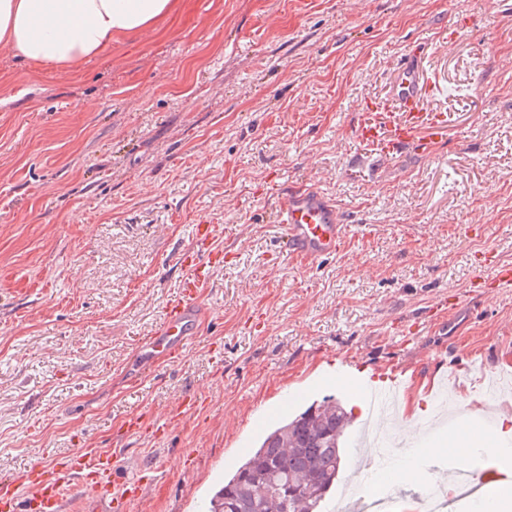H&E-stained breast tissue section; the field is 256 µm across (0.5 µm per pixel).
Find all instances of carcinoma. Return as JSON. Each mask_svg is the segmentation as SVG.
<instances>
[{
  "instance_id": "cac0c4a2",
  "label": "carcinoma",
  "mask_w": 512,
  "mask_h": 512,
  "mask_svg": "<svg viewBox=\"0 0 512 512\" xmlns=\"http://www.w3.org/2000/svg\"><path fill=\"white\" fill-rule=\"evenodd\" d=\"M312 404L261 441L213 493L209 512H321L336 484L352 413Z\"/></svg>"
}]
</instances>
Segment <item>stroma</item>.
Masks as SVG:
<instances>
[{"label": "stroma", "mask_w": 512, "mask_h": 512, "mask_svg": "<svg viewBox=\"0 0 512 512\" xmlns=\"http://www.w3.org/2000/svg\"><path fill=\"white\" fill-rule=\"evenodd\" d=\"M428 45L448 116L430 154L384 157L354 128L394 61ZM0 480L92 448L147 479L132 512H202L288 414L352 394L337 370L404 372L388 512H419L406 453L449 398L512 467V0H180L154 34L77 72L0 46ZM314 180L347 226L312 263L283 247L276 187ZM196 224L224 264L182 362L138 373L181 289ZM201 405L163 435L179 395Z\"/></svg>", "instance_id": "35a3bbf8"}]
</instances>
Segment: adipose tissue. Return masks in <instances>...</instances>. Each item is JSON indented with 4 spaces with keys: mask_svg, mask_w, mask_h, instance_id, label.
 I'll list each match as a JSON object with an SVG mask.
<instances>
[{
    "mask_svg": "<svg viewBox=\"0 0 512 512\" xmlns=\"http://www.w3.org/2000/svg\"><path fill=\"white\" fill-rule=\"evenodd\" d=\"M178 6L179 0H0V45L31 66L75 71L111 48L113 38L151 33ZM492 443L491 434L463 420L419 453L464 459L479 473L485 464L475 450H491Z\"/></svg>",
    "mask_w": 512,
    "mask_h": 512,
    "instance_id": "1",
    "label": "adipose tissue"
}]
</instances>
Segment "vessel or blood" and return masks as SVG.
Here are the masks:
<instances>
[{
  "label": "vessel or blood",
  "mask_w": 512,
  "mask_h": 512,
  "mask_svg": "<svg viewBox=\"0 0 512 512\" xmlns=\"http://www.w3.org/2000/svg\"><path fill=\"white\" fill-rule=\"evenodd\" d=\"M422 56L418 49L397 61L389 72L387 95L362 108L355 134L383 156L429 153L448 132L445 114L426 109L438 82L423 67ZM277 221L284 227L286 251L307 260L336 254L346 238L335 204L313 183L280 188ZM214 235V225H196L193 244L180 257L187 276L141 351L145 363L174 364L184 358L205 314L199 290L224 261L223 252L211 247ZM143 491L142 478L123 472L117 456L89 448L1 480L0 512H61L66 503L73 512H129Z\"/></svg>",
  "instance_id": "b4317fda"
}]
</instances>
